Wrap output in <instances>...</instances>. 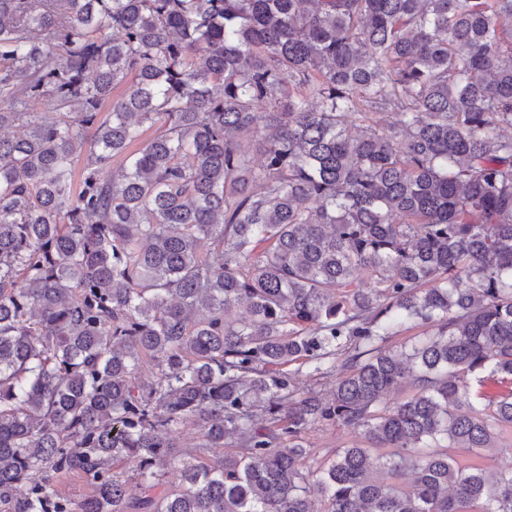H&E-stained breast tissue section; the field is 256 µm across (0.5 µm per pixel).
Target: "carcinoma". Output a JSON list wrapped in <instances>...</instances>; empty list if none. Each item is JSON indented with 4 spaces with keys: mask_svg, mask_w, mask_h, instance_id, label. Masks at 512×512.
<instances>
[{
    "mask_svg": "<svg viewBox=\"0 0 512 512\" xmlns=\"http://www.w3.org/2000/svg\"><path fill=\"white\" fill-rule=\"evenodd\" d=\"M5 127L0 512H512V0H0ZM307 437L311 447L315 448L308 462V466L312 467L331 457L336 448H344L360 442L354 433L336 426H327L310 432ZM511 444V447L508 445ZM507 446V447H506ZM502 450L499 453L485 451V450H477L479 455L470 454L469 452H465L459 450V454L462 457L472 458L477 460L481 465L488 468H501V467H509L512 466V432L508 438H501V447ZM509 449L511 451H509ZM57 488L62 495L75 501H80L92 494V488L77 474L62 475Z\"/></svg>",
    "mask_w": 512,
    "mask_h": 512,
    "instance_id": "obj_1",
    "label": "carcinoma"
}]
</instances>
